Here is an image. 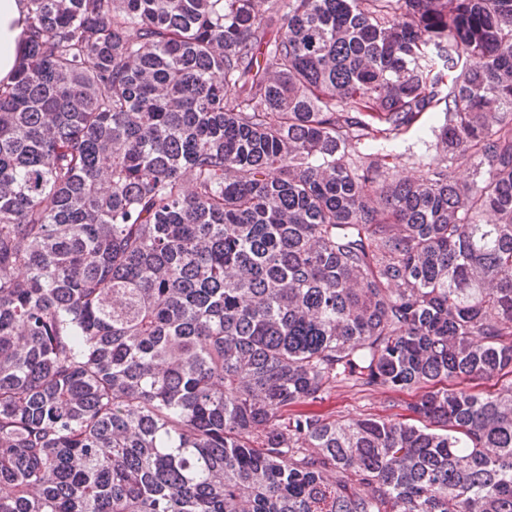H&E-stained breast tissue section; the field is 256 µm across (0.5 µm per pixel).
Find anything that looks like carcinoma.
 <instances>
[{"label":"carcinoma","mask_w":512,"mask_h":512,"mask_svg":"<svg viewBox=\"0 0 512 512\" xmlns=\"http://www.w3.org/2000/svg\"><path fill=\"white\" fill-rule=\"evenodd\" d=\"M25 2L0 512H512V0ZM395 152L403 153L404 156L397 160L396 168L392 174L397 178L417 181L423 171L420 161H432L434 165L444 166V154L442 150L436 149L434 138L428 134L421 137L415 132V128L402 135L395 142ZM330 409L344 419H361L370 416H385L402 413L401 410L389 411L384 397L376 393L341 390L331 396L327 404Z\"/></svg>","instance_id":"obj_1"}]
</instances>
